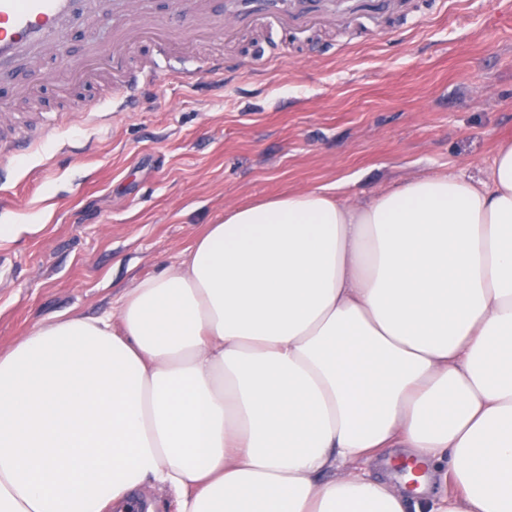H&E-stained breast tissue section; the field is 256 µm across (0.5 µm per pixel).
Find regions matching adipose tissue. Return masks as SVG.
Wrapping results in <instances>:
<instances>
[{
  "instance_id": "obj_1",
  "label": "adipose tissue",
  "mask_w": 512,
  "mask_h": 512,
  "mask_svg": "<svg viewBox=\"0 0 512 512\" xmlns=\"http://www.w3.org/2000/svg\"><path fill=\"white\" fill-rule=\"evenodd\" d=\"M116 306L0 351V512H512V141L229 207Z\"/></svg>"
}]
</instances>
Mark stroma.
<instances>
[{"label":"stroma","mask_w":512,"mask_h":512,"mask_svg":"<svg viewBox=\"0 0 512 512\" xmlns=\"http://www.w3.org/2000/svg\"><path fill=\"white\" fill-rule=\"evenodd\" d=\"M333 25L272 39L259 27L197 43L223 75L186 88L153 77L133 111L108 81L63 92L45 81L53 132L5 163L0 225V349L58 314L96 316L139 279L185 260L226 208L337 185L364 202L436 171L485 178L512 137V0H386Z\"/></svg>","instance_id":"35a3bbf8"}]
</instances>
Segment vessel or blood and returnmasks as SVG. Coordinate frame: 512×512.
<instances>
[{"instance_id": "obj_1", "label": "vessel or blood", "mask_w": 512, "mask_h": 512, "mask_svg": "<svg viewBox=\"0 0 512 512\" xmlns=\"http://www.w3.org/2000/svg\"><path fill=\"white\" fill-rule=\"evenodd\" d=\"M152 0H136L141 20L113 25L103 42L90 44L87 66L73 76V83L93 84L102 75H109L110 86L124 106H131L136 79L126 75L124 61L131 47L146 43L155 54L157 67L168 70L178 83L197 86L202 72L195 66L193 54L182 36L180 7H187L197 25L227 34L244 27L260 26L272 33L298 28L308 23L309 11L285 9L281 0H226L223 13H215L213 0H171L166 16L154 14ZM81 0H0V74L14 71L20 62H27L28 74L19 95L36 97L44 75L38 63L54 47L55 35L64 28L80 24ZM25 123L10 118L0 124V154L11 155L26 140Z\"/></svg>"}]
</instances>
